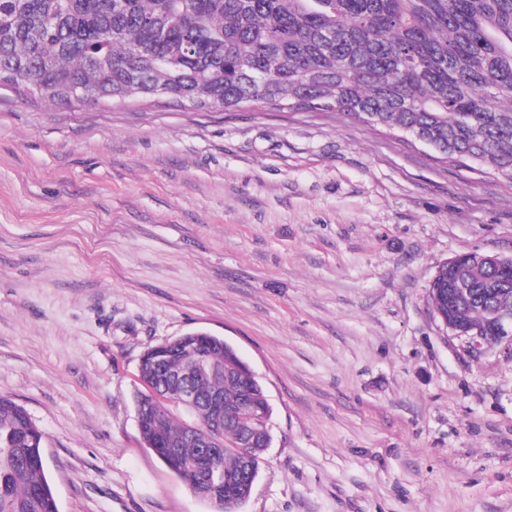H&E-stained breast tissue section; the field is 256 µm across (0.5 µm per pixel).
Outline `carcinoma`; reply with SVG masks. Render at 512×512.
<instances>
[{"mask_svg":"<svg viewBox=\"0 0 512 512\" xmlns=\"http://www.w3.org/2000/svg\"><path fill=\"white\" fill-rule=\"evenodd\" d=\"M31 97L123 103L164 97L199 110H334L371 127L419 136L444 159L512 186V0H0V81ZM453 304L428 293L434 312L479 327L512 273L468 257L441 266ZM205 343L224 378L200 375L202 393L224 391V408L245 393L247 368L223 338L190 333L166 341V357H145L140 378L160 385ZM249 402L272 408L258 378ZM141 435L166 464L182 442L176 410L136 399ZM224 486L217 512H238L249 496L232 483L246 467L237 427L226 423ZM44 434L26 409L0 397V512H58L46 478ZM270 431L257 434L259 471ZM181 459L199 449L182 442Z\"/></svg>","mask_w":512,"mask_h":512,"instance_id":"cac0c4a2","label":"carcinoma"}]
</instances>
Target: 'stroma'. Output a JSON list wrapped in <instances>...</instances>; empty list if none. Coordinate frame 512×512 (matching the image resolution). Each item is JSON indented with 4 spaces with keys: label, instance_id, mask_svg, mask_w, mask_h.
Instances as JSON below:
<instances>
[{
    "label": "stroma",
    "instance_id": "stroma-1",
    "mask_svg": "<svg viewBox=\"0 0 512 512\" xmlns=\"http://www.w3.org/2000/svg\"><path fill=\"white\" fill-rule=\"evenodd\" d=\"M512 187L335 113L0 90V396L59 512H215L142 440L145 350L223 337L271 443L239 512H512V355L433 314Z\"/></svg>",
    "mask_w": 512,
    "mask_h": 512
}]
</instances>
